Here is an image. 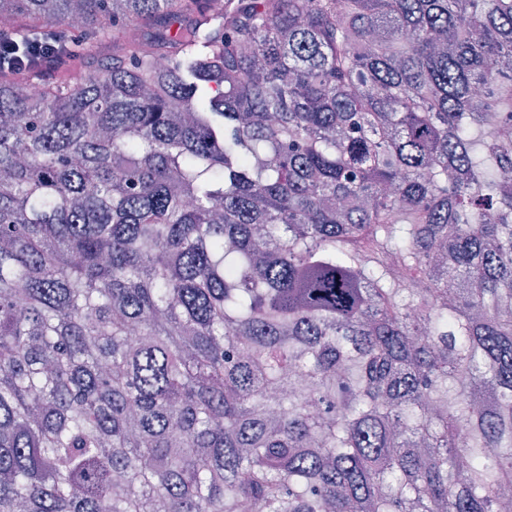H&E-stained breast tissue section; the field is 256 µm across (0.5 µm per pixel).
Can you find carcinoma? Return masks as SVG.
I'll use <instances>...</instances> for the list:
<instances>
[{
    "instance_id": "1",
    "label": "carcinoma",
    "mask_w": 512,
    "mask_h": 512,
    "mask_svg": "<svg viewBox=\"0 0 512 512\" xmlns=\"http://www.w3.org/2000/svg\"><path fill=\"white\" fill-rule=\"evenodd\" d=\"M0 16V512H507L512 0Z\"/></svg>"
}]
</instances>
